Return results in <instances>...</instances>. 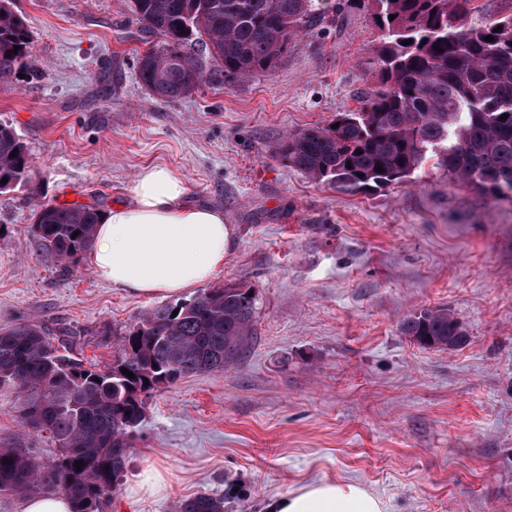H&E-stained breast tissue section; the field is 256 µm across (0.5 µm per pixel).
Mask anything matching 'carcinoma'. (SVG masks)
<instances>
[{
  "mask_svg": "<svg viewBox=\"0 0 512 512\" xmlns=\"http://www.w3.org/2000/svg\"><path fill=\"white\" fill-rule=\"evenodd\" d=\"M367 2L382 34L380 89L357 111L337 116L336 129L287 135L275 156L315 182L355 193L406 182L430 161L512 205V14L476 28L465 22L468 0ZM132 10L147 33L160 37L137 56L139 82L166 100L202 81L204 55L224 68V79L245 81L280 66L302 32L335 22L314 0H132ZM488 35L493 41L484 40ZM29 48L26 18L11 0H0V82L27 67ZM31 169L28 144L0 123V179L17 186ZM100 214L94 206L40 202L30 230L46 254L72 269L92 247ZM256 301L251 289L222 284L155 306L126 328L119 350L101 366L84 359L75 333L54 338L32 323L1 328L0 397L12 400L20 425L43 436L54 454L45 460L28 448H0V495L53 489L69 496L72 512H104L147 400L184 377L236 364L254 335ZM401 332L424 347L467 341L446 307L409 315ZM78 461L83 466L75 467ZM175 512H224V499L199 493Z\"/></svg>",
  "mask_w": 512,
  "mask_h": 512,
  "instance_id": "carcinoma-1",
  "label": "carcinoma"
}]
</instances>
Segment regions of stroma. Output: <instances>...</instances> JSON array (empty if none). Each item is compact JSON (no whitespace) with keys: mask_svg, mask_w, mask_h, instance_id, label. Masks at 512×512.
I'll return each mask as SVG.
<instances>
[{"mask_svg":"<svg viewBox=\"0 0 512 512\" xmlns=\"http://www.w3.org/2000/svg\"><path fill=\"white\" fill-rule=\"evenodd\" d=\"M32 57L0 83V123L28 143L32 175L0 194V328L80 331L86 360H111L127 326L163 295H135L88 264L62 270L29 226L36 203L99 209L163 165L223 208L236 236L213 284L257 295L238 364L194 374L147 402L120 490L105 512H171L207 491L224 512L326 478L389 512H512V205L431 167L373 194L311 182L274 154L289 132L326 127L375 89L381 33L366 8L297 37L274 73L228 82L204 60L190 94L163 100L135 76L131 0H12ZM448 307L459 348L404 336L410 314ZM40 455L0 400V448ZM160 476L161 490L140 484Z\"/></svg>","mask_w":512,"mask_h":512,"instance_id":"stroma-1","label":"stroma"}]
</instances>
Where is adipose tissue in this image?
<instances>
[{
	"mask_svg": "<svg viewBox=\"0 0 512 512\" xmlns=\"http://www.w3.org/2000/svg\"><path fill=\"white\" fill-rule=\"evenodd\" d=\"M234 238L223 209L191 202L184 178L154 165L103 214L87 262L98 279L131 293L178 295L222 268ZM266 510L386 512V504L361 485L318 480L270 499Z\"/></svg>",
	"mask_w": 512,
	"mask_h": 512,
	"instance_id": "ef3b65f1",
	"label": "adipose tissue"
}]
</instances>
